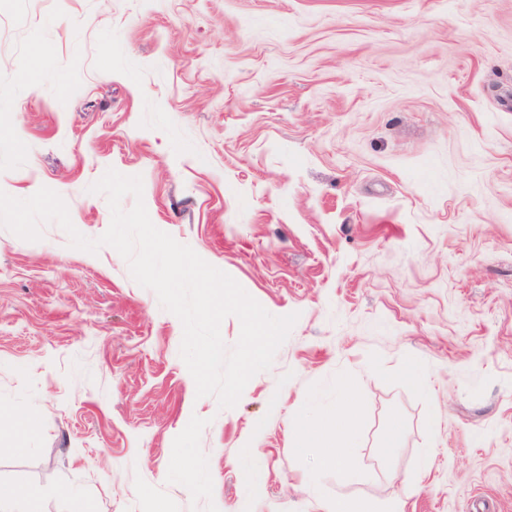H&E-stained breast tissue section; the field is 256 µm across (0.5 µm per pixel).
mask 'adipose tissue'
Returning a JSON list of instances; mask_svg holds the SVG:
<instances>
[{"mask_svg":"<svg viewBox=\"0 0 512 512\" xmlns=\"http://www.w3.org/2000/svg\"><path fill=\"white\" fill-rule=\"evenodd\" d=\"M337 393L333 410L296 427L295 445L302 454L317 452L324 466L342 468L349 477L353 474L349 461L356 446L363 403L346 383H338Z\"/></svg>","mask_w":512,"mask_h":512,"instance_id":"obj_1","label":"adipose tissue"}]
</instances>
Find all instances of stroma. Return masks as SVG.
<instances>
[{
    "mask_svg": "<svg viewBox=\"0 0 512 512\" xmlns=\"http://www.w3.org/2000/svg\"><path fill=\"white\" fill-rule=\"evenodd\" d=\"M111 168L299 318L223 409L115 249L0 227V483L41 512H237L249 441L257 512H512V0H0V190L55 191L95 239ZM340 379L364 403L357 477L317 486L292 433ZM240 459L245 462L240 467V478L248 495L241 503L239 512H253L252 492L264 480V464L257 448L249 442L243 446ZM322 512H403L401 503L393 501L383 505L364 499L323 498L319 501Z\"/></svg>",
    "mask_w": 512,
    "mask_h": 512,
    "instance_id": "1",
    "label": "stroma"
}]
</instances>
